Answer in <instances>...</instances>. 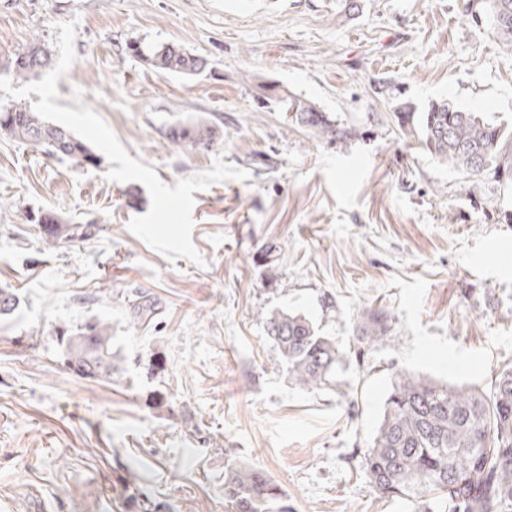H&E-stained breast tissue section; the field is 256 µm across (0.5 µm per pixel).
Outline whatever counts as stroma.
Wrapping results in <instances>:
<instances>
[{
	"label": "stroma",
	"mask_w": 512,
	"mask_h": 512,
	"mask_svg": "<svg viewBox=\"0 0 512 512\" xmlns=\"http://www.w3.org/2000/svg\"><path fill=\"white\" fill-rule=\"evenodd\" d=\"M0 0V77L76 20L75 92L166 185L242 168L194 192L192 241L171 260L128 229L150 208L109 160L77 167L0 136V512H225L224 462L266 472L291 512H415L361 464L391 378L487 385L512 362V179L438 163L397 111L447 99L512 127V49L488 0ZM206 58L186 78L132 42ZM325 112L343 139L289 124L261 86ZM206 123L210 147L172 142ZM98 225L43 241L40 215ZM276 310L348 350L335 389L292 382L266 333ZM389 317L383 345L358 336ZM112 325L119 370L72 371L61 329Z\"/></svg>",
	"instance_id": "obj_1"
}]
</instances>
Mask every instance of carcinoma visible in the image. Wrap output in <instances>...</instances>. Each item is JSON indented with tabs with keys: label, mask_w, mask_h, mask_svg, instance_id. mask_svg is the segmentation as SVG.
I'll use <instances>...</instances> for the list:
<instances>
[{
	"label": "carcinoma",
	"mask_w": 512,
	"mask_h": 512,
	"mask_svg": "<svg viewBox=\"0 0 512 512\" xmlns=\"http://www.w3.org/2000/svg\"><path fill=\"white\" fill-rule=\"evenodd\" d=\"M497 37L512 48V0H490ZM156 69L180 75H198L202 58L161 45L149 49L129 46ZM48 53L41 42L29 45L13 61L18 79L40 73ZM267 100L283 104L289 123L307 127L324 138H342L325 113L306 100L290 97L273 87ZM398 124L441 163L470 174L494 167L512 176V131L507 133L480 112H467L452 102L431 103L423 112L405 106L397 112ZM62 126L44 122L21 105L0 109V135L77 166H96L100 158L87 144L67 134ZM177 143L208 147L216 132L205 123L174 127ZM46 244L65 239L86 240L95 235L92 225L65 224L54 215L39 217ZM388 316L376 313L361 327L362 344L373 347L385 340ZM272 339L288 368L289 378L309 390L336 385L347 363L346 352L322 335L306 317L275 311L266 321ZM97 339L98 349L86 353L83 337ZM67 364L89 377H112L118 370L112 353V325L92 318L71 332L59 334ZM368 482L385 498H399L427 506L425 512H512V364L497 369L489 384L459 387L398 372L385 401L380 426L363 456ZM283 493L269 475L235 462L224 463V508L227 512H272Z\"/></svg>",
	"instance_id": "cac0c4a2"
}]
</instances>
